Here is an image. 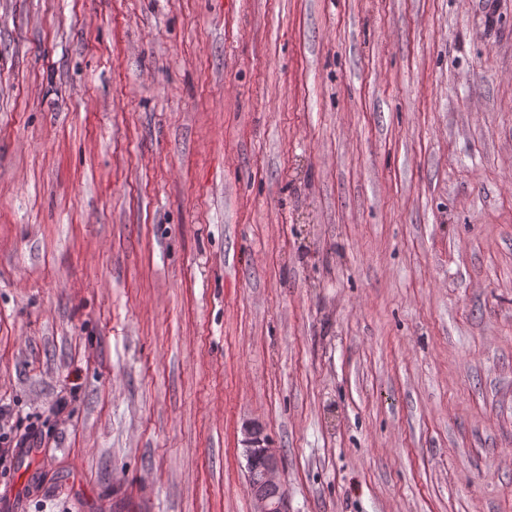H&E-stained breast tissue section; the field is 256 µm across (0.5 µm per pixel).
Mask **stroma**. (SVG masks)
Returning <instances> with one entry per match:
<instances>
[{"label":"stroma","mask_w":512,"mask_h":512,"mask_svg":"<svg viewBox=\"0 0 512 512\" xmlns=\"http://www.w3.org/2000/svg\"><path fill=\"white\" fill-rule=\"evenodd\" d=\"M63 412H56L58 403ZM11 512H512V0H0ZM261 429L255 426L243 427L244 445L246 447L248 469L250 470V489L260 505L258 512H288L285 497L272 496V489L280 488L277 478L279 462L272 448H265L261 442ZM255 454H261L267 458V462L261 468L252 465ZM32 436L17 435L12 431H3L0 433V466L1 471L3 468L8 467V464L14 459L15 454L19 448H29L28 443Z\"/></svg>","instance_id":"1"}]
</instances>
